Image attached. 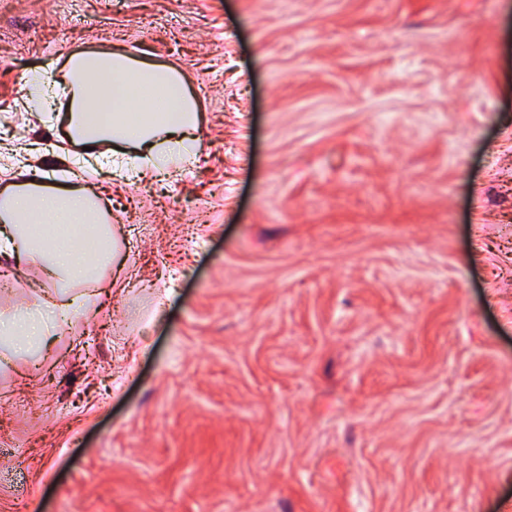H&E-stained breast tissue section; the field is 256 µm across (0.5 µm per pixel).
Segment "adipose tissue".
I'll return each instance as SVG.
<instances>
[{
	"instance_id": "obj_1",
	"label": "adipose tissue",
	"mask_w": 512,
	"mask_h": 512,
	"mask_svg": "<svg viewBox=\"0 0 512 512\" xmlns=\"http://www.w3.org/2000/svg\"><path fill=\"white\" fill-rule=\"evenodd\" d=\"M65 68L64 135L92 156L111 155L116 168L142 175L198 160L199 105L178 69L110 50L71 55ZM96 112L108 121H94ZM96 174L86 166L80 188L29 181L0 189V258L16 273L35 268L63 288L59 296L42 292L43 313L0 314L1 360H34L61 321L74 325L95 310L96 299L81 287L118 257L116 234L90 187Z\"/></svg>"
}]
</instances>
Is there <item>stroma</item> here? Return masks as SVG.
I'll return each instance as SVG.
<instances>
[{"label":"stroma","mask_w":512,"mask_h":512,"mask_svg":"<svg viewBox=\"0 0 512 512\" xmlns=\"http://www.w3.org/2000/svg\"><path fill=\"white\" fill-rule=\"evenodd\" d=\"M180 69L200 161L102 171L122 264L0 368V512H512V0H0V149L63 65Z\"/></svg>","instance_id":"stroma-1"}]
</instances>
